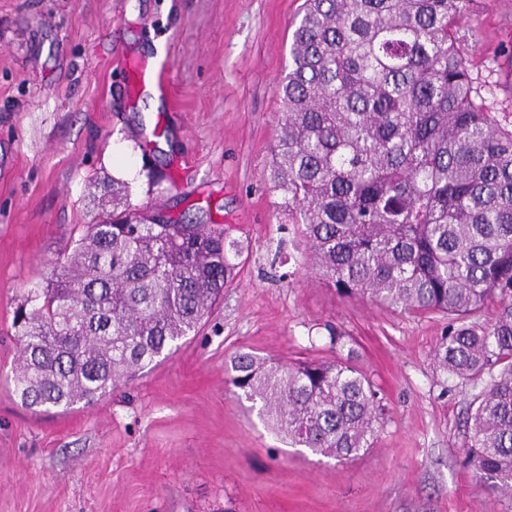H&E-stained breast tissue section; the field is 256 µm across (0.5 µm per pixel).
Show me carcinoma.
Wrapping results in <instances>:
<instances>
[{
    "label": "carcinoma",
    "mask_w": 512,
    "mask_h": 512,
    "mask_svg": "<svg viewBox=\"0 0 512 512\" xmlns=\"http://www.w3.org/2000/svg\"><path fill=\"white\" fill-rule=\"evenodd\" d=\"M472 0H305L270 181L312 269L347 296L452 322L436 352L461 380L475 474L512 494V131L474 85L458 27ZM112 181V213L31 289L14 328L29 409L104 396L196 332L235 270L224 230L159 224ZM500 297L491 323H466ZM229 383L291 443L339 461L372 446L376 393L350 360L236 353Z\"/></svg>",
    "instance_id": "obj_1"
}]
</instances>
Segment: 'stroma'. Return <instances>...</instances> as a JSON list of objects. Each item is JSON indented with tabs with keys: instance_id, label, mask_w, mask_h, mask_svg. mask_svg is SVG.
<instances>
[{
	"instance_id": "35a3bbf8",
	"label": "stroma",
	"mask_w": 512,
	"mask_h": 512,
	"mask_svg": "<svg viewBox=\"0 0 512 512\" xmlns=\"http://www.w3.org/2000/svg\"><path fill=\"white\" fill-rule=\"evenodd\" d=\"M302 3L0 0V512H512L467 462L466 409L486 382L439 368L447 317L340 297L277 205L275 86ZM460 34L512 129V0H477ZM161 60L181 103L153 110L128 68ZM113 178L133 206L222 225L235 278L152 369L92 405L33 411L14 391V311L111 206ZM241 351L351 357L382 409L373 446L339 462L288 444L226 384Z\"/></svg>"
}]
</instances>
